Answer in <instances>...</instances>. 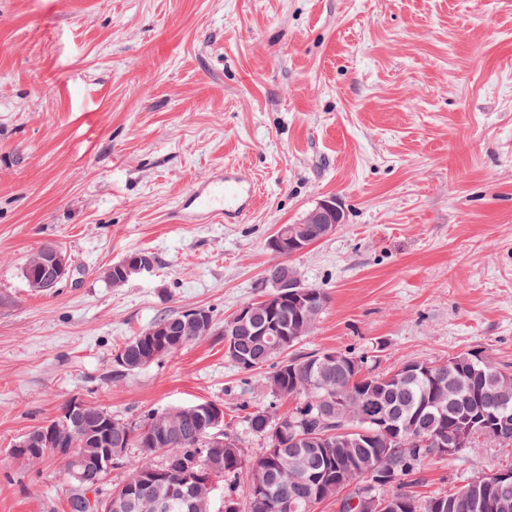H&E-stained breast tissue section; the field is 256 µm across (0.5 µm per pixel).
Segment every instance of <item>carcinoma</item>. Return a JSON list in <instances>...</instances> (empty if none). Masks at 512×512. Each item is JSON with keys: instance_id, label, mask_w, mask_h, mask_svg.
I'll return each instance as SVG.
<instances>
[{"instance_id": "1", "label": "carcinoma", "mask_w": 512, "mask_h": 512, "mask_svg": "<svg viewBox=\"0 0 512 512\" xmlns=\"http://www.w3.org/2000/svg\"><path fill=\"white\" fill-rule=\"evenodd\" d=\"M54 248L46 242L27 258L22 267L27 284L47 273L44 256ZM286 258L273 255L265 270L268 282L275 281L277 271L291 269ZM310 292L307 304L287 296L273 305L260 299L253 302L256 314L251 320H224L225 356L245 372L267 369L263 383L272 398L298 400L283 416H275L271 405L246 413L245 427L267 439L264 454L254 464H245L241 440L228 425L209 426L202 410L205 401L153 412L135 423L89 405L77 419L62 415L49 421L58 441L43 445L39 455H11L37 464L48 455L64 454L66 448L87 452L108 439L115 448V465L126 469L125 481L112 490V497H135L134 512H154L162 483L181 488L186 497L174 502L170 512H243L241 490L249 499V512H281L283 501L294 505L292 512H314L316 504L333 497L337 512H358L351 503L370 495L404 504L398 512H437L434 505L447 500L453 502L451 512H498L495 507H479L480 494L470 482L423 498L412 495L408 487L412 477L438 458L435 444L463 424H471L473 433L464 438L461 453L482 440L480 431L497 425V444L512 446V374L477 351L451 356V365L412 360L408 365L418 370L409 374L398 369L378 372L365 353L323 350L297 355L294 348L328 301L324 289L312 287ZM182 319L180 312L167 313L124 343L118 353L125 363L114 365L113 376L121 378L159 362L212 332L209 309L201 324L185 326ZM160 325L166 332L157 338L152 332ZM273 325L280 335H265ZM158 414L168 419L171 429L151 441L153 417ZM382 418L393 430L385 432L372 423ZM129 448L139 449L138 455L126 457ZM158 454L159 465L153 462ZM72 461L64 458L68 512H105L106 499L99 496L105 474L88 479L76 491ZM374 468L384 481L372 486L365 475ZM205 475L227 485L218 508L214 494L195 481ZM259 478L266 484L260 497L253 493Z\"/></svg>"}]
</instances>
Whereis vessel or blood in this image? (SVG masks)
I'll return each instance as SVG.
<instances>
[{"label":"vessel or blood","instance_id":"obj_1","mask_svg":"<svg viewBox=\"0 0 512 512\" xmlns=\"http://www.w3.org/2000/svg\"><path fill=\"white\" fill-rule=\"evenodd\" d=\"M258 188L245 170L227 167L200 180L185 195L174 221L193 224L198 219L212 223H239L256 203Z\"/></svg>","mask_w":512,"mask_h":512}]
</instances>
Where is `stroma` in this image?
I'll use <instances>...</instances> for the list:
<instances>
[{
  "label": "stroma",
  "mask_w": 512,
  "mask_h": 512,
  "mask_svg": "<svg viewBox=\"0 0 512 512\" xmlns=\"http://www.w3.org/2000/svg\"><path fill=\"white\" fill-rule=\"evenodd\" d=\"M221 166L258 182L254 209L173 223ZM326 197L345 224L289 259L328 295L298 352L512 369V0H0V512H67L62 458L9 450L72 400L291 411L225 357L224 320L264 295L275 225ZM47 242L75 267L53 293L20 273ZM141 250L153 276L112 287ZM198 307L209 336L113 379L125 341ZM506 467L482 446L411 489Z\"/></svg>",
  "instance_id": "obj_1"
}]
</instances>
